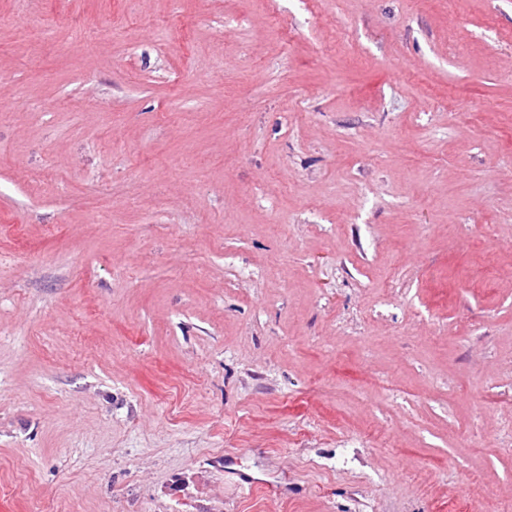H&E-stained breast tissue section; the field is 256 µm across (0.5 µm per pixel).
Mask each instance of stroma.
Returning a JSON list of instances; mask_svg holds the SVG:
<instances>
[{"instance_id": "35a3bbf8", "label": "stroma", "mask_w": 512, "mask_h": 512, "mask_svg": "<svg viewBox=\"0 0 512 512\" xmlns=\"http://www.w3.org/2000/svg\"><path fill=\"white\" fill-rule=\"evenodd\" d=\"M481 501L512 0H0V512Z\"/></svg>"}]
</instances>
